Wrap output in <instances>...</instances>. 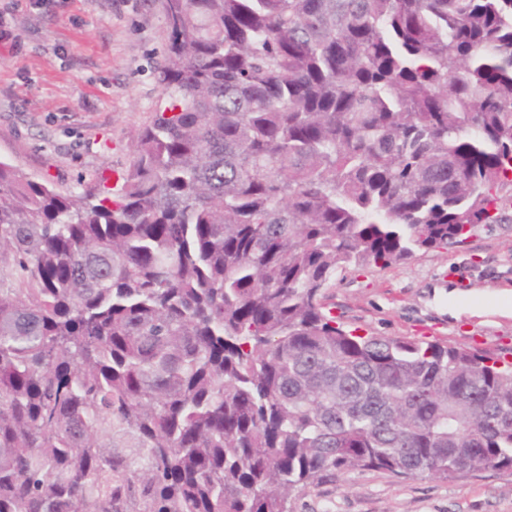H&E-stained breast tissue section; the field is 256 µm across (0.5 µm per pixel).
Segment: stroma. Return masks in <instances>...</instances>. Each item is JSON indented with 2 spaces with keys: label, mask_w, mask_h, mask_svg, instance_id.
Instances as JSON below:
<instances>
[{
  "label": "stroma",
  "mask_w": 512,
  "mask_h": 512,
  "mask_svg": "<svg viewBox=\"0 0 512 512\" xmlns=\"http://www.w3.org/2000/svg\"><path fill=\"white\" fill-rule=\"evenodd\" d=\"M0 159L61 193L116 186L162 100L161 0H0ZM464 243L348 270L326 305L359 333L438 341L512 360V202ZM291 512H512V472L324 480Z\"/></svg>",
  "instance_id": "35a3bbf8"
}]
</instances>
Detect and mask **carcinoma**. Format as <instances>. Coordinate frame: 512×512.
Returning a JSON list of instances; mask_svg holds the SVG:
<instances>
[{
  "instance_id": "1",
  "label": "carcinoma",
  "mask_w": 512,
  "mask_h": 512,
  "mask_svg": "<svg viewBox=\"0 0 512 512\" xmlns=\"http://www.w3.org/2000/svg\"><path fill=\"white\" fill-rule=\"evenodd\" d=\"M117 192L0 161V512H289L326 476L512 472V362L360 336L339 272L493 224L512 0H162Z\"/></svg>"
}]
</instances>
